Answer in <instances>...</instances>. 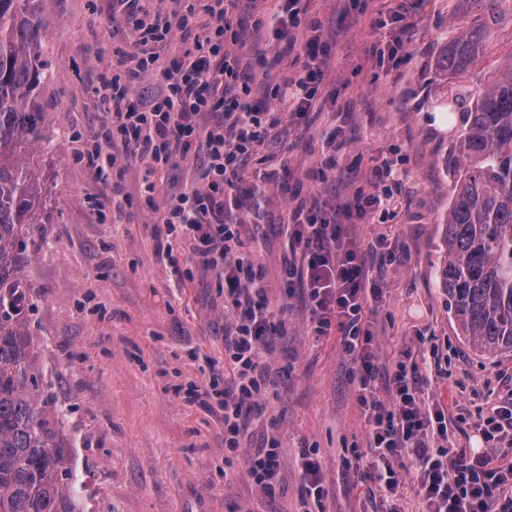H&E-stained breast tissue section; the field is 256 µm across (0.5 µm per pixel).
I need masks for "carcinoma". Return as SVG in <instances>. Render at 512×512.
Returning <instances> with one entry per match:
<instances>
[{
  "mask_svg": "<svg viewBox=\"0 0 512 512\" xmlns=\"http://www.w3.org/2000/svg\"><path fill=\"white\" fill-rule=\"evenodd\" d=\"M38 0H0V512H83L71 458L68 411L56 405L30 330L33 291L24 276L44 238L46 188L21 164L44 153L41 86L44 20ZM487 16L459 27L437 70L460 75L476 63L499 0H473ZM460 132L445 167L451 188L443 217L439 276L448 309L471 346L512 353V55L496 80L462 103Z\"/></svg>",
  "mask_w": 512,
  "mask_h": 512,
  "instance_id": "cac0c4a2",
  "label": "carcinoma"
}]
</instances>
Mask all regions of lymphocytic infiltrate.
Masks as SVG:
<instances>
[{"instance_id":"obj_1","label":"lymphocytic infiltrate","mask_w":512,"mask_h":512,"mask_svg":"<svg viewBox=\"0 0 512 512\" xmlns=\"http://www.w3.org/2000/svg\"><path fill=\"white\" fill-rule=\"evenodd\" d=\"M119 2L135 19L139 36L133 46L116 49V64L131 76H149L161 89L130 103L125 92L103 82L102 91L111 94L112 125L81 152L101 178L118 149H134L152 171L186 158L194 143H203L199 185L165 196L156 212L167 234L188 244L197 264L224 268V305L236 315L224 333V351L236 378L228 387L221 373L212 371L208 386H191L186 399L223 411L224 445L235 451L244 412L260 409L266 396L268 359L285 323L270 305L263 267L240 252L245 224L226 223L224 216L232 206L241 156L261 147L278 124L272 111L303 119L313 108L331 46L317 35L300 37L297 46L306 65L288 77L296 94L279 97L270 109L245 100L237 89L240 62L228 48L239 40L235 0H200L173 12L150 7L147 0ZM203 14L209 17L204 24ZM175 40L180 43L176 55L162 61V51ZM394 179L392 165L384 163L373 170L375 190L369 195L295 207L286 226L291 254L282 260L279 286L283 295L301 296L314 335L336 334L351 363L375 456L372 479L379 488L396 494L401 478L395 462L407 453L416 461L413 482L425 512H512V462L499 457L502 444L512 445V388L479 415L475 430L483 448L459 451L443 444L448 437L443 409L422 404L423 376L411 352H403L393 370L379 363L372 321L379 293L368 285L371 252L346 226L356 217L372 218ZM278 447L276 437H269L249 460L254 484L269 495L282 487Z\"/></svg>"}]
</instances>
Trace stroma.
<instances>
[{
  "label": "stroma",
  "mask_w": 512,
  "mask_h": 512,
  "mask_svg": "<svg viewBox=\"0 0 512 512\" xmlns=\"http://www.w3.org/2000/svg\"><path fill=\"white\" fill-rule=\"evenodd\" d=\"M344 0H308L302 24L335 43L318 101L305 122L280 113L288 133L265 142L239 169L241 186L257 170L271 175L236 211L248 225L246 253L275 279L289 252L283 229L293 207L319 195L342 202L369 191L371 168L390 161L400 183L372 222L353 232L361 244L384 237L395 261L377 284L380 361L433 339L424 403L447 409L454 447L479 444L470 427L490 393L512 385V356L473 351L448 310L438 278L448 210L444 159L458 132L448 100L492 83L512 54V5L503 4L479 64L447 78L436 59L458 27L481 17L463 0H371L366 13H344ZM275 0H237L243 38L232 50L250 59L270 45ZM45 21L46 80L41 98L50 153L30 149L23 161L48 188L40 225L48 240L26 274L37 307L31 330L81 476L85 512H297L299 454L314 448L322 465L326 512H374L368 478L374 460L335 336L316 338L300 298L272 291L285 332L269 359L274 384L262 416L250 418L238 451L224 446V414L184 401L178 387L206 386L224 356L223 278L193 263L187 244L169 241L149 200L196 184L204 164L195 146L178 165L146 174L122 151L107 179L77 158L82 144L112 124V105L98 94L112 75L113 52L137 39L114 0H40ZM405 30L396 58L381 57L389 23ZM130 199L112 203V184ZM153 194H146V185ZM278 442L283 494L254 485L248 460L268 434Z\"/></svg>",
  "instance_id": "35a3bbf8"
}]
</instances>
